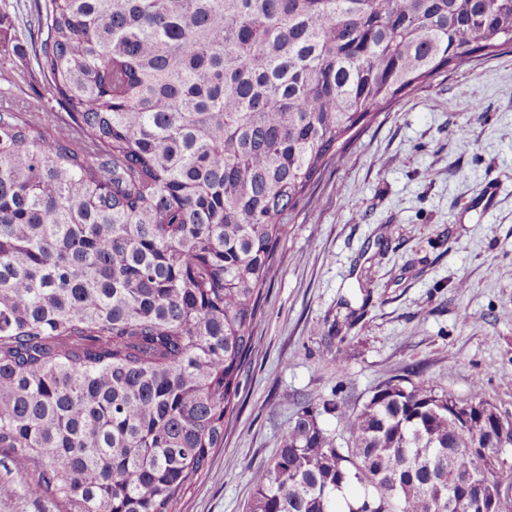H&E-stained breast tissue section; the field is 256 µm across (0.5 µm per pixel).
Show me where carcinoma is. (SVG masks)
Instances as JSON below:
<instances>
[{"instance_id": "cac0c4a2", "label": "carcinoma", "mask_w": 512, "mask_h": 512, "mask_svg": "<svg viewBox=\"0 0 512 512\" xmlns=\"http://www.w3.org/2000/svg\"><path fill=\"white\" fill-rule=\"evenodd\" d=\"M0 106V458L55 512H180L286 220L372 112L512 47V0H35ZM306 406L251 512H512V421L400 378Z\"/></svg>"}]
</instances>
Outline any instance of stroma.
I'll list each match as a JSON object with an SVG mask.
<instances>
[{
	"label": "stroma",
	"instance_id": "stroma-1",
	"mask_svg": "<svg viewBox=\"0 0 512 512\" xmlns=\"http://www.w3.org/2000/svg\"><path fill=\"white\" fill-rule=\"evenodd\" d=\"M31 5L0 0L3 106L44 90ZM254 334L224 446L183 512H250L304 406L359 405L393 379L428 378L512 419V51L368 117L293 212ZM24 481L0 465V512H53Z\"/></svg>",
	"mask_w": 512,
	"mask_h": 512
}]
</instances>
